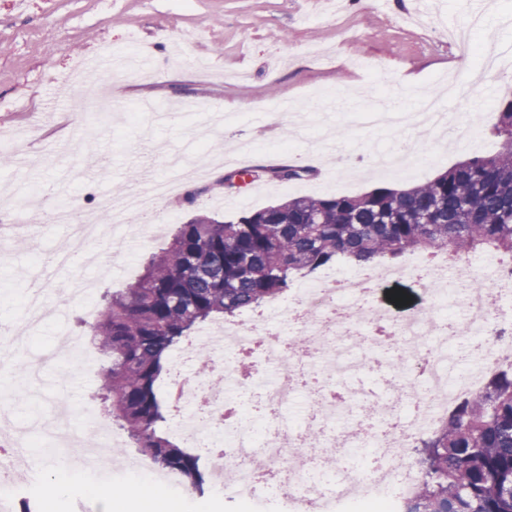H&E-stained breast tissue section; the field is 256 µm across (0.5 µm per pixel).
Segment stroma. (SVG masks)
Listing matches in <instances>:
<instances>
[{
  "label": "stroma",
  "mask_w": 512,
  "mask_h": 512,
  "mask_svg": "<svg viewBox=\"0 0 512 512\" xmlns=\"http://www.w3.org/2000/svg\"><path fill=\"white\" fill-rule=\"evenodd\" d=\"M328 10V0H0V155L9 159L0 167V217L26 200L39 213L6 234L0 321L19 320L34 262L69 243L66 224L48 217L58 202L92 212L103 194L169 176L165 155L208 165L214 178L217 159L245 144L249 165L296 162L318 171L286 185L262 178L223 197L202 193V181L188 182L187 190L201 192L194 204L176 198L161 205L184 222L199 213L229 221L293 197L401 188L497 150L493 128L501 101L512 97V69L484 71L479 64L491 51L512 62V0H364L334 16ZM476 11L484 18L472 34L474 54L462 60L437 29L466 25ZM132 50L160 66L149 78L135 71L110 76L123 110L89 124L84 114L58 106L61 97L80 99L72 79L82 59ZM448 74L461 81L448 105L455 143L415 127L395 134L353 119L381 98L400 110L417 108ZM418 138L434 159L411 156L410 174L377 169L376 152ZM159 245L145 226L120 249L100 245L104 262L61 271L46 292L43 324L24 332L14 362L79 335L84 312L70 298L75 282L97 296L125 287ZM96 380L61 356L43 372L31 403L28 381L0 374V404L24 421L64 403L93 402ZM88 445L83 439L28 448L31 500L57 502L60 512H144L139 480L129 471L60 468L59 454L71 458ZM153 493L171 512H197L203 498L210 512L270 510L264 498L243 508L209 483L200 496L164 486Z\"/></svg>",
  "instance_id": "obj_1"
}]
</instances>
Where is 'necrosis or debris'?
Returning a JSON list of instances; mask_svg holds the SVG:
<instances>
[{
    "instance_id": "obj_1",
    "label": "necrosis or debris",
    "mask_w": 512,
    "mask_h": 512,
    "mask_svg": "<svg viewBox=\"0 0 512 512\" xmlns=\"http://www.w3.org/2000/svg\"><path fill=\"white\" fill-rule=\"evenodd\" d=\"M443 86L420 111L392 112L376 125L399 130L440 122ZM176 177L150 179L145 189L121 199L104 198L108 212L156 214L163 200L180 196ZM497 257L484 254L449 263L447 252L412 256L398 267L318 270L288 292L238 321L225 323L223 364L218 373L237 377L239 390L255 389L268 412L253 417L242 404L225 418L231 391L207 377L189 374V350L172 359L165 381L175 429L187 447L198 448L215 487L239 504L253 503L274 488L279 512H402L421 480L410 448L435 430L459 401L479 391L494 368H512V274L485 280L483 269ZM409 279L425 297L411 314L378 306L379 288ZM305 340L292 349L291 337ZM466 338L467 367L448 373V351ZM405 350L401 376L374 388L358 384L366 362L382 363L393 348ZM345 380L339 392L309 386L310 376ZM231 403V402H230ZM377 413L381 426L361 425ZM343 454L367 449L359 470L326 473L314 468L310 451Z\"/></svg>"
}]
</instances>
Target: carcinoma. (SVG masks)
<instances>
[{
	"label": "carcinoma",
	"mask_w": 512,
	"mask_h": 512,
	"mask_svg": "<svg viewBox=\"0 0 512 512\" xmlns=\"http://www.w3.org/2000/svg\"><path fill=\"white\" fill-rule=\"evenodd\" d=\"M488 156L468 158L407 190L379 187L360 196L296 197L238 218L197 215L179 225L126 287L105 292L82 335L104 359L95 397L156 468L176 472L201 492L199 458L162 430L155 385L163 356L195 327L260 307L293 277L344 260L397 266L411 254L448 250L512 256V99L501 104ZM316 175L300 165L259 166L252 178L294 182ZM229 170L202 193H233ZM422 480L405 512H512V370L487 375L481 391L448 413L422 442Z\"/></svg>",
	"instance_id": "1"
}]
</instances>
